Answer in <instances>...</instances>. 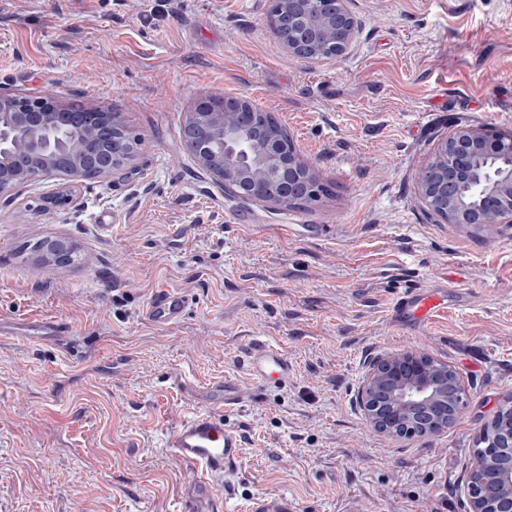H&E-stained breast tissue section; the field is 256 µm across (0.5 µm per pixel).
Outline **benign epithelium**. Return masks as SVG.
Segmentation results:
<instances>
[{
    "label": "benign epithelium",
    "mask_w": 512,
    "mask_h": 512,
    "mask_svg": "<svg viewBox=\"0 0 512 512\" xmlns=\"http://www.w3.org/2000/svg\"><path fill=\"white\" fill-rule=\"evenodd\" d=\"M272 33L288 53L336 59L357 25L346 0H273ZM182 142L214 182L280 209L317 200L310 167L286 143L282 126L242 96H202L186 114ZM140 140L115 116L91 105L63 104L53 94L0 92V197L58 173L82 181L109 178ZM428 211L448 224H512V131L461 127L441 142L417 177ZM39 258L68 266L76 244L46 238ZM458 372L412 350L375 361L358 394L366 421L391 439L424 438L453 422L466 402ZM467 512H512V398L477 437L465 479Z\"/></svg>",
    "instance_id": "1"
}]
</instances>
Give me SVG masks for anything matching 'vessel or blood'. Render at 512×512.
I'll return each instance as SVG.
<instances>
[{
	"instance_id": "1",
	"label": "vessel or blood",
	"mask_w": 512,
	"mask_h": 512,
	"mask_svg": "<svg viewBox=\"0 0 512 512\" xmlns=\"http://www.w3.org/2000/svg\"><path fill=\"white\" fill-rule=\"evenodd\" d=\"M190 304V297L173 289L157 291L151 298L147 320L168 327L181 321ZM441 292L432 290L404 292L393 304L392 315H408L420 324H430L444 312ZM29 335L57 342L70 333L69 326L59 320L45 319L28 328ZM247 375L262 387L287 384L293 366L287 356L267 341L253 340L241 358ZM206 409L192 412L172 432L168 446L173 454L194 467L199 473L197 483L188 495L184 512H227V500L240 473L244 447L238 426L225 422V415L242 403L235 377L228 376L209 385ZM249 512H299L297 503L284 494H264L255 497Z\"/></svg>"
}]
</instances>
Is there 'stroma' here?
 Here are the masks:
<instances>
[{"instance_id": "35a3bbf8", "label": "stroma", "mask_w": 512, "mask_h": 512, "mask_svg": "<svg viewBox=\"0 0 512 512\" xmlns=\"http://www.w3.org/2000/svg\"><path fill=\"white\" fill-rule=\"evenodd\" d=\"M270 6L0 0V88L99 106L140 140L108 179L51 174L0 199V512H182L198 472L167 440L227 375L239 512L259 493L301 512H466L475 440L512 397V224L438 222L416 181L456 129L512 131V0H347L360 33L322 63L288 56ZM205 95L271 113L327 195L288 210L226 195L180 136ZM56 236L74 264L31 254ZM437 285L433 323L392 325L401 292ZM162 288L193 298L170 327L144 317ZM45 318L71 342L15 335ZM256 338L292 363L286 387L240 367ZM404 350L468 391L430 438L373 431L357 401L371 364Z\"/></svg>"}]
</instances>
